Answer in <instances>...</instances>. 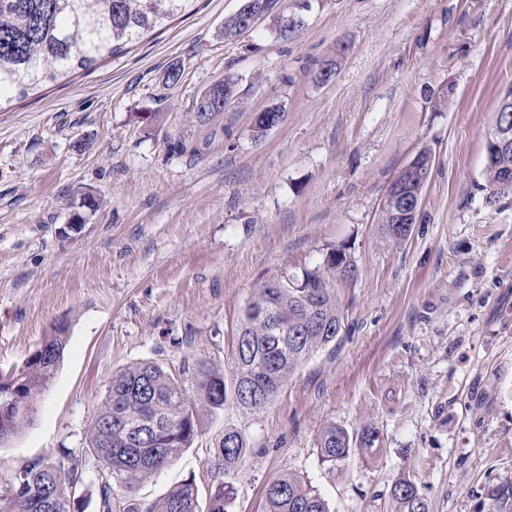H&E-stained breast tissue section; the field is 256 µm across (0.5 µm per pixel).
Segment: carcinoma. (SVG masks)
I'll return each instance as SVG.
<instances>
[{
  "label": "carcinoma",
  "mask_w": 512,
  "mask_h": 512,
  "mask_svg": "<svg viewBox=\"0 0 512 512\" xmlns=\"http://www.w3.org/2000/svg\"><path fill=\"white\" fill-rule=\"evenodd\" d=\"M193 0H0V101L25 98L78 70L115 57L143 32L162 25L192 6ZM243 13L224 22V38L245 32ZM230 76L212 84L204 95L213 101L234 97ZM495 121L512 124V87L499 101ZM512 166V151L486 149L483 184L486 203L495 205L500 167ZM351 261L349 247L328 244L313 260L285 267L264 282L246 305L235 336L228 371L221 373L204 359L177 373L149 362L112 377L105 400L92 419L87 452L103 476L99 488L103 512H138L131 497L138 484L169 465L198 434L199 411L221 409L227 402L257 413L273 401L288 377L314 353L336 341L343 310L338 297L336 262ZM59 324L26 361L0 372V434L11 438L28 423L39 397L50 387L68 337ZM152 421L153 436L140 440L128 423ZM379 432L365 426L355 434L324 424L316 437L318 461L335 470L352 456L378 452ZM246 439L236 427L224 428L217 466L226 480L211 489L206 512H231L234 487L229 478L246 453ZM82 471L69 451L58 459L35 460L19 472L17 483L0 499V512H46L43 495L69 512L71 493ZM391 495L397 512H429L428 501L410 474L400 475ZM487 512H503L512 500V483L488 493ZM146 512H200L198 487L186 480L169 490ZM262 512H331L329 503L304 478L282 474L264 487Z\"/></svg>",
  "instance_id": "1"
}]
</instances>
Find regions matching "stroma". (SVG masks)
Masks as SVG:
<instances>
[{
  "mask_svg": "<svg viewBox=\"0 0 512 512\" xmlns=\"http://www.w3.org/2000/svg\"><path fill=\"white\" fill-rule=\"evenodd\" d=\"M241 4L198 0L121 55L0 105V371L54 325L68 336L32 422L0 443V496L67 448L82 461L71 512H100L87 438L113 375L200 359L227 370L257 288L342 243L360 274L339 291L336 347L259 413L203 410L193 445L139 483L136 503L146 512L187 479L207 503L232 424L247 440L233 512H260L284 472L332 512H394L405 471L430 512H486L488 490L512 483V199L490 206L481 189L512 87V0H311L292 39L270 15L225 39ZM227 75L234 99L198 122L196 100ZM273 104L282 121L255 138ZM422 149L433 165L418 222L380 242L388 187ZM328 422L378 429L376 457L320 465Z\"/></svg>",
  "mask_w": 512,
  "mask_h": 512,
  "instance_id": "35a3bbf8",
  "label": "stroma"
}]
</instances>
